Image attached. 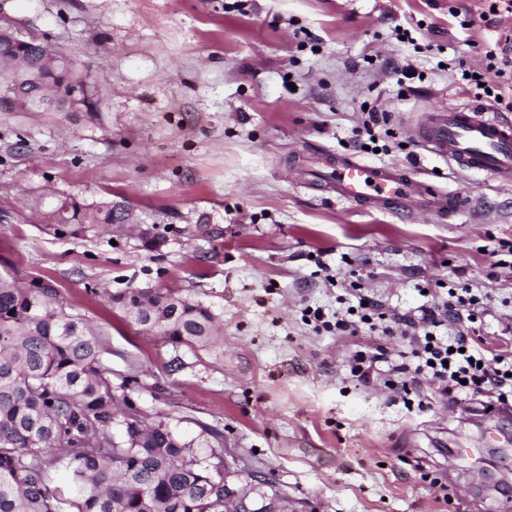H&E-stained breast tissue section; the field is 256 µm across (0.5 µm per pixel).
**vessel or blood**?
<instances>
[{"label": "vessel or blood", "instance_id": "obj_1", "mask_svg": "<svg viewBox=\"0 0 512 512\" xmlns=\"http://www.w3.org/2000/svg\"><path fill=\"white\" fill-rule=\"evenodd\" d=\"M415 135L432 152L452 159L462 169L512 182V122L496 113L478 105L435 106ZM310 174L328 184L337 199L402 216L422 211L449 218L474 206L464 191H447L416 179L409 170L368 164L352 154H319Z\"/></svg>", "mask_w": 512, "mask_h": 512}]
</instances>
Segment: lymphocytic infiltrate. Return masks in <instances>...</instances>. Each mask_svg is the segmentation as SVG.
I'll return each mask as SVG.
<instances>
[{
    "label": "lymphocytic infiltrate",
    "instance_id": "1",
    "mask_svg": "<svg viewBox=\"0 0 512 512\" xmlns=\"http://www.w3.org/2000/svg\"><path fill=\"white\" fill-rule=\"evenodd\" d=\"M485 61L481 71H462V80L482 97L499 99L511 111L512 33H500L494 47L486 50ZM351 293L357 302L346 311L329 314L308 307L304 319L339 336L400 333L413 359L412 364L395 367L404 378L396 390L400 398H408L411 388L426 382L439 385L456 400L481 395L504 405L512 399V350L492 352L482 338L470 333L471 324L479 320L481 302L472 288L449 289L447 298L404 313L386 309L363 288L353 287Z\"/></svg>",
    "mask_w": 512,
    "mask_h": 512
}]
</instances>
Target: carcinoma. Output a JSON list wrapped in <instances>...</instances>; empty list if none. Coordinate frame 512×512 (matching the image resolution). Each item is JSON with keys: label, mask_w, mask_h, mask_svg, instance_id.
Instances as JSON below:
<instances>
[{"label": "carcinoma", "mask_w": 512, "mask_h": 512, "mask_svg": "<svg viewBox=\"0 0 512 512\" xmlns=\"http://www.w3.org/2000/svg\"><path fill=\"white\" fill-rule=\"evenodd\" d=\"M43 51L34 38L0 42V59L21 52L32 66ZM73 77L63 55L47 82ZM126 209L103 202L91 223L116 224ZM57 213L63 224L86 221L75 200ZM109 300L175 349L213 346L216 316L189 297L125 288ZM117 402L91 322L49 285L0 279V512H224L223 451Z\"/></svg>", "instance_id": "cac0c4a2"}]
</instances>
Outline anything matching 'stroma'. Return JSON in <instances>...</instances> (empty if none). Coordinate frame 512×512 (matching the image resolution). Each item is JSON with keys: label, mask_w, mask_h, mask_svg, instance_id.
<instances>
[{"label": "stroma", "mask_w": 512, "mask_h": 512, "mask_svg": "<svg viewBox=\"0 0 512 512\" xmlns=\"http://www.w3.org/2000/svg\"><path fill=\"white\" fill-rule=\"evenodd\" d=\"M485 0H0V17L69 55L97 107L0 112V274L50 281L100 334L117 397L145 422L210 431L238 487L267 480L288 512H512V406L448 403L421 384L413 409L349 358L371 336L315 333L335 307L326 272L385 307L469 284L482 335L512 323V183L461 171L415 138L431 106L469 102L461 65L499 29ZM474 17L462 29V14ZM409 29L412 42L395 38ZM413 63L397 83L393 64ZM383 149L481 205L444 220L367 211L310 184V153L350 151L366 113ZM121 202L165 244L54 214ZM161 286L217 317L210 351L177 354L107 301ZM184 365L171 370L174 357ZM441 481L430 486L425 473ZM447 502H440V494Z\"/></svg>", "instance_id": "obj_1"}]
</instances>
